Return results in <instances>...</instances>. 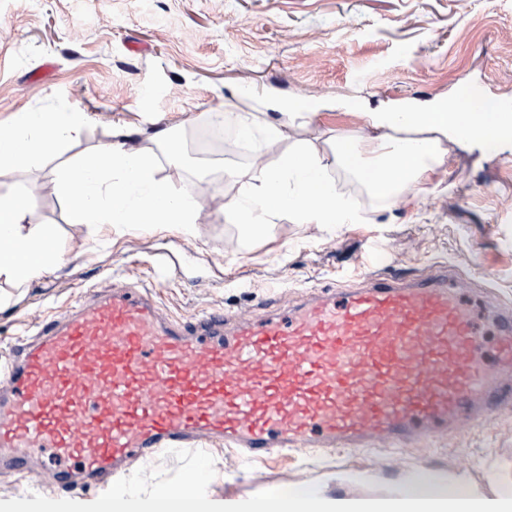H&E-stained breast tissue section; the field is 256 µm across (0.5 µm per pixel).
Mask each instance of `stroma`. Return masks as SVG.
Listing matches in <instances>:
<instances>
[{"label": "stroma", "mask_w": 512, "mask_h": 512, "mask_svg": "<svg viewBox=\"0 0 512 512\" xmlns=\"http://www.w3.org/2000/svg\"><path fill=\"white\" fill-rule=\"evenodd\" d=\"M306 104L312 135L364 129L366 113L393 103H432L471 94L486 111L512 105V0H0V125L13 112L54 108L96 114L80 137L26 172L0 166V192L26 191L33 223L53 233L67 263L11 310L0 312V357L48 315L77 302L84 286L123 288L150 279L145 257L166 248L178 274L157 290L162 313L190 318L210 309L263 316L305 293L339 289L346 271L368 273L367 243L388 247L382 272L424 273L448 261L450 283L473 311L493 354L487 320L512 304V143L481 152L449 145L433 182L400 208L379 212L365 187L345 171L339 188L367 211L362 224L320 232L283 220L240 243L241 224L226 219L233 188L224 167L250 152L226 145L200 155L194 134L201 113L242 91ZM146 130L171 127L184 150L179 166L155 148L161 173L203 198L196 236L147 235L124 228L111 251L71 223L65 199L47 174L109 140L102 116ZM216 475L209 495L242 502L295 486L327 498L346 490H386L430 472L455 468L460 484L482 491L487 466L499 461L497 488L512 487V409L456 434L380 459L356 458L362 481L337 470L332 457L291 451L258 464L212 448Z\"/></svg>", "instance_id": "1"}]
</instances>
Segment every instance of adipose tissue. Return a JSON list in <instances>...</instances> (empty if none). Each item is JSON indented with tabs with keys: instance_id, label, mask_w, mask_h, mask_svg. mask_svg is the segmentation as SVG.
Segmentation results:
<instances>
[{
	"instance_id": "obj_1",
	"label": "adipose tissue",
	"mask_w": 512,
	"mask_h": 512,
	"mask_svg": "<svg viewBox=\"0 0 512 512\" xmlns=\"http://www.w3.org/2000/svg\"><path fill=\"white\" fill-rule=\"evenodd\" d=\"M314 118L273 96L258 112H226L218 106L206 114L207 124H234L240 136L261 138L266 148L278 151L274 160L258 154L247 164L224 169L225 180L236 187L225 212L246 230L283 219L322 229L364 223L365 213L338 190L333 170L348 169L379 208L403 205L409 194L433 181L447 143L484 150L501 143L503 130L512 124L505 111L476 116L442 100L426 109L400 106L370 113L368 131L334 133L320 147L297 136ZM91 121L85 112L13 113L0 127V163L30 169ZM168 135L165 128L148 134L140 126L116 122L108 142L50 171V182L68 202L71 223L91 228L97 248H111L113 230L134 221L150 235L173 231L194 238L203 203L196 193L161 176L152 151ZM63 261L52 234L31 222L26 196L0 193V309L19 302L30 285Z\"/></svg>"
}]
</instances>
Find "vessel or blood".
Listing matches in <instances>:
<instances>
[{"instance_id": "obj_1", "label": "vessel or blood", "mask_w": 512, "mask_h": 512, "mask_svg": "<svg viewBox=\"0 0 512 512\" xmlns=\"http://www.w3.org/2000/svg\"><path fill=\"white\" fill-rule=\"evenodd\" d=\"M347 281L256 322L163 317L145 283L86 289L0 362V471L34 472L46 449L63 464L54 488L71 493L214 439L252 461L333 452L348 470L356 453L450 436L512 404V310L497 314L490 365L447 262ZM419 497L408 482L334 500Z\"/></svg>"}]
</instances>
